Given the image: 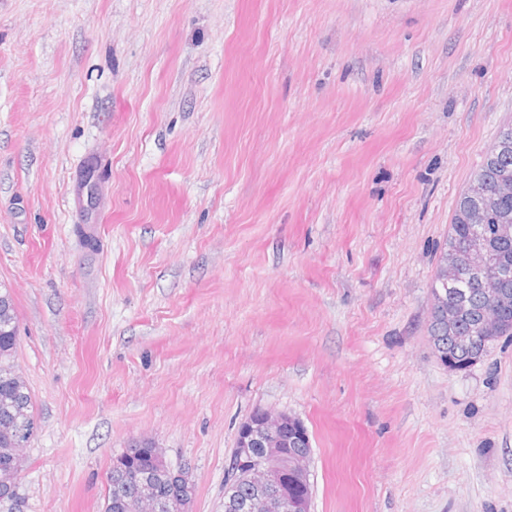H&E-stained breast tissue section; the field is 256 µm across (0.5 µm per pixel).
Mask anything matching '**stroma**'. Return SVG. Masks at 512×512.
<instances>
[{
	"label": "stroma",
	"instance_id": "35a3bbf8",
	"mask_svg": "<svg viewBox=\"0 0 512 512\" xmlns=\"http://www.w3.org/2000/svg\"><path fill=\"white\" fill-rule=\"evenodd\" d=\"M510 122L512 0H0L25 512H102L142 435L224 512L258 408L312 512H512V336L452 372L427 332Z\"/></svg>",
	"mask_w": 512,
	"mask_h": 512
}]
</instances>
